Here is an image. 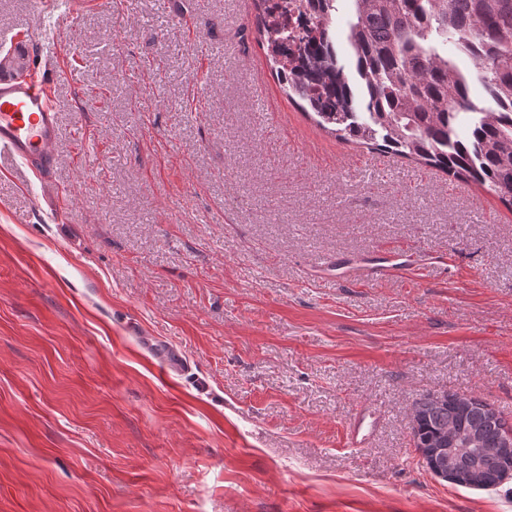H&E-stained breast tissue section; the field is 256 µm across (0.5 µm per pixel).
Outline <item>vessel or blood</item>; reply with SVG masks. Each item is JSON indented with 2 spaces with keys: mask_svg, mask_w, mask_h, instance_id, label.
Listing matches in <instances>:
<instances>
[{
  "mask_svg": "<svg viewBox=\"0 0 512 512\" xmlns=\"http://www.w3.org/2000/svg\"><path fill=\"white\" fill-rule=\"evenodd\" d=\"M58 135L56 105L41 82L0 79V159L44 177L56 165ZM412 263L411 253L400 249L387 252L380 267L384 273L394 274Z\"/></svg>",
  "mask_w": 512,
  "mask_h": 512,
  "instance_id": "1",
  "label": "vessel or blood"
}]
</instances>
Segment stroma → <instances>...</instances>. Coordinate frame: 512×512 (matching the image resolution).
<instances>
[{
    "mask_svg": "<svg viewBox=\"0 0 512 512\" xmlns=\"http://www.w3.org/2000/svg\"><path fill=\"white\" fill-rule=\"evenodd\" d=\"M50 2L0 0L60 125L48 180L0 164V512H512L410 435L429 392L512 419V208L318 127L253 0ZM382 259L380 267L388 275L407 270L414 261L413 255L404 249L387 252Z\"/></svg>",
    "mask_w": 512,
    "mask_h": 512,
    "instance_id": "obj_1",
    "label": "stroma"
}]
</instances>
